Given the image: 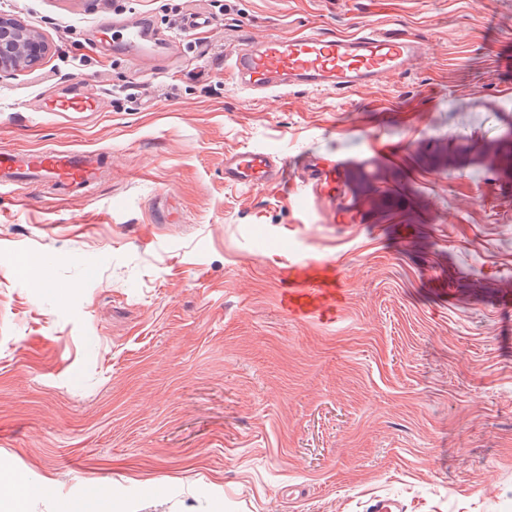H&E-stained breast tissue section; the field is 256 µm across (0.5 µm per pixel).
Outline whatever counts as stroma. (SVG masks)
Segmentation results:
<instances>
[{"label": "stroma", "instance_id": "obj_1", "mask_svg": "<svg viewBox=\"0 0 512 512\" xmlns=\"http://www.w3.org/2000/svg\"><path fill=\"white\" fill-rule=\"evenodd\" d=\"M49 46L0 78V148L108 153L70 200L0 188V461L67 512H512V0H0ZM143 13L135 67L100 41ZM212 27L184 28L188 15ZM409 32L426 55L369 92L259 100L224 55L303 29ZM88 80L105 107L40 99ZM343 160L362 220L224 157ZM349 281L333 320L278 303L296 259ZM45 287H37L36 278ZM120 27L121 29L118 30L115 17L112 15V19H108L101 24L99 31L104 36H108L111 31L112 36L119 33L118 41H115L116 46L124 49L133 60L150 58L153 53L152 47L159 41L158 34H156L157 37L154 35V26L151 19L131 16L123 21ZM279 154L247 150L224 157V182L229 185L258 187L278 183L283 172Z\"/></svg>", "mask_w": 512, "mask_h": 512}]
</instances>
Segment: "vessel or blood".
Returning a JSON list of instances; mask_svg holds the SVG:
<instances>
[{"mask_svg":"<svg viewBox=\"0 0 512 512\" xmlns=\"http://www.w3.org/2000/svg\"><path fill=\"white\" fill-rule=\"evenodd\" d=\"M99 31L117 32V44L133 60L150 58L157 43L151 19L136 16L123 22L109 19ZM425 53L417 37L367 28L348 35L303 31L291 36L270 35L243 44L224 64L235 86L251 99H262L293 87L313 91L368 90L392 72H404ZM103 103L87 91L45 97L47 112H98ZM280 155L247 150L225 156L224 181L244 187L277 184L283 172ZM342 165L312 156L299 179L297 207L317 208L319 194L342 186ZM105 173L101 150L42 148L0 149V186L25 189L45 182L70 195L88 189ZM347 282L331 262L299 259L289 262L279 283V304L296 317H332L342 303Z\"/></svg>","mask_w":512,"mask_h":512,"instance_id":"obj_1","label":"vessel or blood"}]
</instances>
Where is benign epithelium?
I'll use <instances>...</instances> for the list:
<instances>
[{
  "mask_svg": "<svg viewBox=\"0 0 512 512\" xmlns=\"http://www.w3.org/2000/svg\"><path fill=\"white\" fill-rule=\"evenodd\" d=\"M44 50L35 25L0 14V76L36 66Z\"/></svg>",
  "mask_w": 512,
  "mask_h": 512,
  "instance_id": "benign-epithelium-1",
  "label": "benign epithelium"
}]
</instances>
